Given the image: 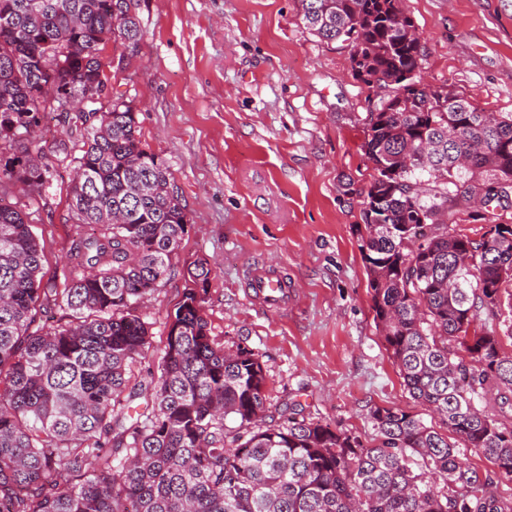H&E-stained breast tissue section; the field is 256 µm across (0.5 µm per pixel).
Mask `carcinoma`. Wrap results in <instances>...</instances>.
<instances>
[{"label": "carcinoma", "mask_w": 512, "mask_h": 512, "mask_svg": "<svg viewBox=\"0 0 512 512\" xmlns=\"http://www.w3.org/2000/svg\"><path fill=\"white\" fill-rule=\"evenodd\" d=\"M31 2L0 0V512H512L459 451L512 479V423L500 419L512 411L501 339H512V224L489 211L512 198V113L421 87L402 0H301L305 28L348 43L353 76L374 90L359 231L373 320L410 396L448 433L380 406L366 443L295 404L267 425L259 355L210 335L205 259L183 266L164 354L128 390L151 347L135 304L174 272L188 224L132 102L108 91L102 46L138 54L140 0ZM54 88L84 107L60 110ZM50 113L67 138L34 152ZM65 161L68 261L44 285L10 189L41 194ZM473 199L479 240L455 230ZM480 308L504 317L503 335H469Z\"/></svg>", "instance_id": "carcinoma-1"}]
</instances>
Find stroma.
<instances>
[{"label":"stroma","instance_id":"stroma-1","mask_svg":"<svg viewBox=\"0 0 512 512\" xmlns=\"http://www.w3.org/2000/svg\"><path fill=\"white\" fill-rule=\"evenodd\" d=\"M403 8L421 35L428 83L512 113V0ZM140 17V51L110 83L133 101L143 142L167 161L181 195L189 228L180 262L217 265L205 303L211 334L258 354L267 415L297 404L366 439L377 406L436 423L408 394L373 321L359 235L373 92L353 77L349 47L310 34L301 0H141ZM73 175L56 165L42 195L13 196L44 247L47 282L66 261ZM261 266L287 277V307L253 303L248 276ZM184 287L177 273L151 297L152 347L131 382L163 355Z\"/></svg>","mask_w":512,"mask_h":512}]
</instances>
